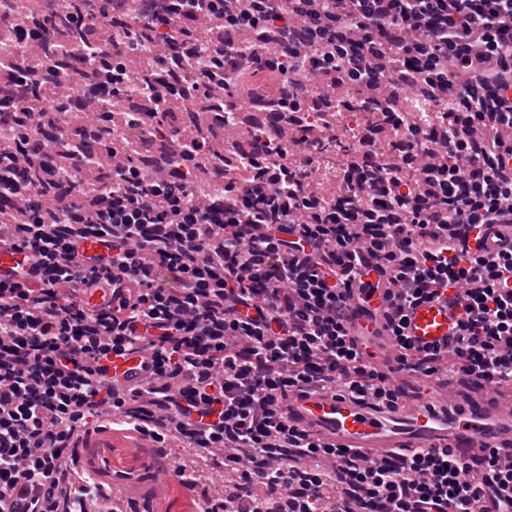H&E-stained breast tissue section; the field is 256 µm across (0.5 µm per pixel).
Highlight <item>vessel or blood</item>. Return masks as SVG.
Instances as JSON below:
<instances>
[{
	"label": "vessel or blood",
	"mask_w": 512,
	"mask_h": 512,
	"mask_svg": "<svg viewBox=\"0 0 512 512\" xmlns=\"http://www.w3.org/2000/svg\"><path fill=\"white\" fill-rule=\"evenodd\" d=\"M32 256L0 249V277L29 266ZM461 307L447 298L418 301L405 312V332L418 351L450 345ZM289 420L322 443L355 448L370 458L417 449H448L470 463L512 453V394L481 381L455 388L428 380L425 388L407 387L393 403H376L341 392L296 390L280 401ZM100 447L121 449L120 466L146 459V441L133 431L115 430Z\"/></svg>",
	"instance_id": "b4317fda"
}]
</instances>
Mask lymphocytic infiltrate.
<instances>
[{
    "mask_svg": "<svg viewBox=\"0 0 512 512\" xmlns=\"http://www.w3.org/2000/svg\"><path fill=\"white\" fill-rule=\"evenodd\" d=\"M41 12L106 37L86 68L69 67L50 28L33 32L0 0V33L27 60L0 86L24 116L6 127L21 150L0 151V248L35 257L21 279L0 280V500L83 512L108 476L87 443L118 415L236 477L232 499L206 512H235L259 487L281 512H478L486 500L512 512V462L485 457L477 482L445 451L370 460L311 439L278 407L296 388L393 399L401 373L512 391V0H42ZM202 14L223 19L222 41L194 36ZM245 29L276 57L245 56ZM178 41L205 59L180 69L187 100L265 66L287 68L277 103L304 131L383 86L416 106L337 123V141L352 128L363 143L337 169L320 168L319 142L280 140L272 165L243 176L201 140L112 163L121 142L98 118L109 169L87 190L91 160L62 134L72 111L58 89L104 103L130 81L128 58ZM47 106L51 129L35 119ZM59 154L67 163L47 178L17 177L19 162ZM89 238L105 254L83 257ZM116 271L134 287L117 307ZM357 286L396 289L404 308L454 295L464 306L455 347L418 353L403 315L379 311L399 353L391 367L373 335L350 327ZM136 352L141 380L112 373V360Z\"/></svg>",
    "mask_w": 512,
    "mask_h": 512,
    "instance_id": "obj_1",
    "label": "lymphocytic infiltrate"
}]
</instances>
